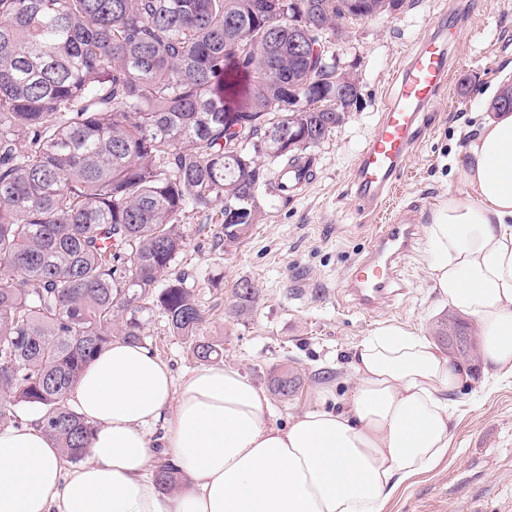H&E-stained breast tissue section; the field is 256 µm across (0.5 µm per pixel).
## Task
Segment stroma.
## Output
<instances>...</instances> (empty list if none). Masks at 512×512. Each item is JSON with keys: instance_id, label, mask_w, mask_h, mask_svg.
I'll return each instance as SVG.
<instances>
[{"instance_id": "35a3bbf8", "label": "stroma", "mask_w": 512, "mask_h": 512, "mask_svg": "<svg viewBox=\"0 0 512 512\" xmlns=\"http://www.w3.org/2000/svg\"><path fill=\"white\" fill-rule=\"evenodd\" d=\"M443 15L461 28L450 48L448 80L425 112L424 128L382 205L359 211L353 179L358 155L394 99L395 75L408 53ZM335 40L343 69L357 79L359 101L313 148L310 184L285 198L262 193L257 222L230 245L217 235V212L191 215L183 226L186 248L173 266L206 312L200 338L223 347L218 364L267 391L280 427L317 407L321 389L340 397L353 390L350 350L380 324L400 323L430 338L438 321L458 318L430 285L424 246L405 265V292L374 310L353 305L346 275L379 225L409 208L429 224L440 199L460 188L450 160L490 111L485 90L512 69V0H406L393 13L342 23ZM242 280L257 288L258 299L234 317L228 309ZM145 333L149 351L174 374L200 368L183 341L170 335L161 311L147 317ZM284 366L300 379L285 399L268 391L271 376ZM482 379V368H475L455 397L446 458L406 483L385 512H512V384L485 389Z\"/></svg>"}]
</instances>
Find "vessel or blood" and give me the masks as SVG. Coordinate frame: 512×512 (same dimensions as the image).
I'll list each match as a JSON object with an SVG mask.
<instances>
[{"mask_svg": "<svg viewBox=\"0 0 512 512\" xmlns=\"http://www.w3.org/2000/svg\"><path fill=\"white\" fill-rule=\"evenodd\" d=\"M455 34V27L445 18H437L403 66L395 98L382 112L354 167L362 209L378 206L398 179L422 114L433 105L448 78L450 39ZM419 229V220L413 215L380 225L366 254L347 274V292L357 308L373 310L391 288L400 286L398 269L411 254Z\"/></svg>", "mask_w": 512, "mask_h": 512, "instance_id": "vessel-or-blood-1", "label": "vessel or blood"}]
</instances>
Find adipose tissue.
<instances>
[{
  "label": "adipose tissue",
  "instance_id": "adipose-tissue-1",
  "mask_svg": "<svg viewBox=\"0 0 512 512\" xmlns=\"http://www.w3.org/2000/svg\"><path fill=\"white\" fill-rule=\"evenodd\" d=\"M463 190L427 226V275L439 299L481 335L494 381H512V111L490 112L458 162ZM353 391L276 426L239 370L174 378L142 345L117 339L74 386L73 408L98 426L88 461L65 466L35 424L0 430V512H385L399 488L448 452L453 394L467 366L400 324L355 344ZM183 479L160 492L146 429Z\"/></svg>",
  "mask_w": 512,
  "mask_h": 512
}]
</instances>
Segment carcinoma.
Returning <instances> with one entry per match:
<instances>
[{"mask_svg":"<svg viewBox=\"0 0 512 512\" xmlns=\"http://www.w3.org/2000/svg\"><path fill=\"white\" fill-rule=\"evenodd\" d=\"M268 2L273 36L256 0H0V424L40 409L68 463L96 430L73 387L113 339L145 344L146 314L163 311L195 359L222 354L197 337L184 275L166 277L187 215L220 207L236 242L259 214V157L300 161L355 104L330 107L348 73L309 67L297 28L324 40L405 0ZM234 297L242 315L258 289L241 281ZM454 332L468 326L435 330ZM270 386L286 398L298 377ZM153 476L177 486L164 457Z\"/></svg>","mask_w":512,"mask_h":512,"instance_id":"carcinoma-1","label":"carcinoma"}]
</instances>
